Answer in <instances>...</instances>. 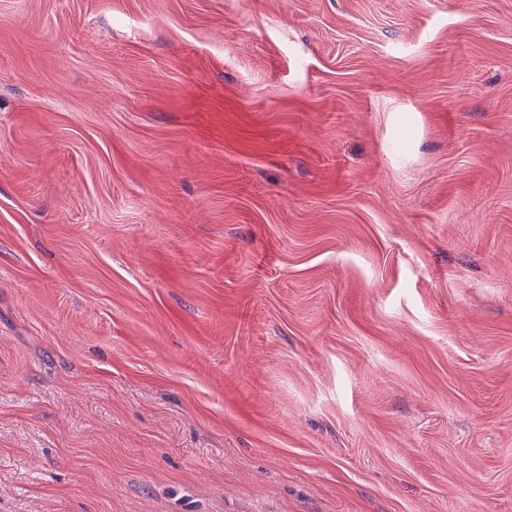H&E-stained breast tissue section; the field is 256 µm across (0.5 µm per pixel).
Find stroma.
I'll use <instances>...</instances> for the list:
<instances>
[{
	"label": "stroma",
	"mask_w": 512,
	"mask_h": 512,
	"mask_svg": "<svg viewBox=\"0 0 512 512\" xmlns=\"http://www.w3.org/2000/svg\"><path fill=\"white\" fill-rule=\"evenodd\" d=\"M0 512H512V0H0Z\"/></svg>",
	"instance_id": "stroma-1"
}]
</instances>
